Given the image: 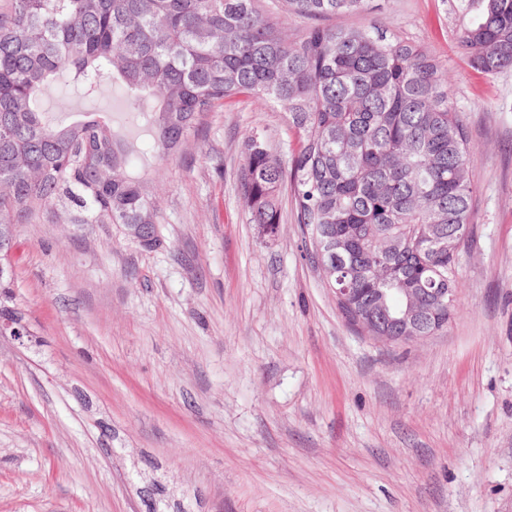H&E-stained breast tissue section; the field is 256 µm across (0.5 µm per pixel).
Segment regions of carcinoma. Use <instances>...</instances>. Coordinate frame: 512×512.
Returning a JSON list of instances; mask_svg holds the SVG:
<instances>
[{
    "instance_id": "carcinoma-1",
    "label": "carcinoma",
    "mask_w": 512,
    "mask_h": 512,
    "mask_svg": "<svg viewBox=\"0 0 512 512\" xmlns=\"http://www.w3.org/2000/svg\"><path fill=\"white\" fill-rule=\"evenodd\" d=\"M479 16L465 21L473 2ZM7 0L0 8V225L31 224L54 202L73 224H142L155 243L162 216L125 148L97 121L51 125L43 85L85 97L118 83L158 99L146 116L151 149L175 154L224 101L253 94L289 115L298 148L284 160L267 141H244L240 193L251 222L275 232L290 191L305 256L318 264L333 239L331 288H354L336 308L366 336H402L393 309L427 307L459 288L474 192V147L452 80L421 46L375 27L314 24L288 35V16L318 20L369 11L371 0ZM457 43L485 75L512 68V0H456Z\"/></svg>"
}]
</instances>
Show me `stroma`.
Here are the masks:
<instances>
[{
    "label": "stroma",
    "instance_id": "1",
    "mask_svg": "<svg viewBox=\"0 0 512 512\" xmlns=\"http://www.w3.org/2000/svg\"><path fill=\"white\" fill-rule=\"evenodd\" d=\"M333 25L420 44L447 70L476 190L446 330L383 345L349 328L304 255L239 190L243 139L290 157L288 115L243 95L141 176L163 215L13 228L0 311V512H512V69L472 70L451 0H372ZM47 121L131 145L120 90L48 89Z\"/></svg>",
    "mask_w": 512,
    "mask_h": 512
}]
</instances>
